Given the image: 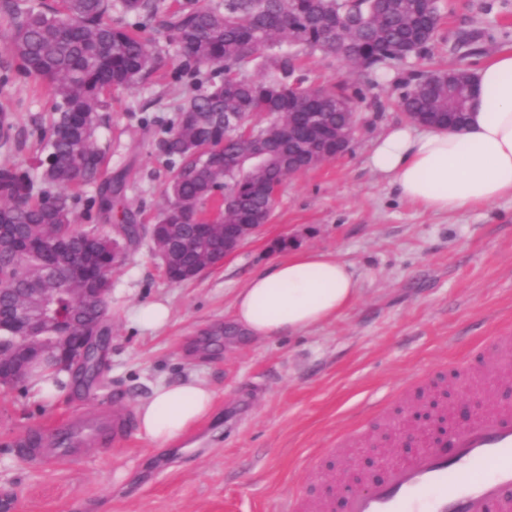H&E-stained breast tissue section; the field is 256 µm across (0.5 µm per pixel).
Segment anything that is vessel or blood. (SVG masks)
<instances>
[{"mask_svg": "<svg viewBox=\"0 0 512 512\" xmlns=\"http://www.w3.org/2000/svg\"><path fill=\"white\" fill-rule=\"evenodd\" d=\"M509 345L510 335L488 338L480 351L486 374L499 375L496 354ZM134 429L132 413L102 408L24 433L18 454L36 471L80 465L88 450H110ZM367 484L365 491L339 502L302 492L283 512H512V407H497L491 415L424 440L416 453L384 475L369 477Z\"/></svg>", "mask_w": 512, "mask_h": 512, "instance_id": "1", "label": "vessel or blood"}]
</instances>
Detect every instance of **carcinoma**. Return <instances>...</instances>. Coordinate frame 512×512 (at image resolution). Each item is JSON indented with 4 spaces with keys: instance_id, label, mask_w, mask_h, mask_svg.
Returning <instances> with one entry per match:
<instances>
[{
    "instance_id": "obj_1",
    "label": "carcinoma",
    "mask_w": 512,
    "mask_h": 512,
    "mask_svg": "<svg viewBox=\"0 0 512 512\" xmlns=\"http://www.w3.org/2000/svg\"><path fill=\"white\" fill-rule=\"evenodd\" d=\"M0 0L11 20L7 50L19 73L47 86L54 116L37 141L40 180L9 161L0 165V348H13L18 311H37L38 294L53 293L51 316H62L84 336L98 317L112 325V273L148 235L134 221L124 195L127 175L100 184L86 202L100 224L75 223L80 197L70 191L95 183L104 156L97 143L106 94L138 84L154 68L150 42L112 22V0ZM135 26L160 22L198 77L196 93L173 120L157 124V151L175 173L156 223L169 227L167 243L202 271L224 259V225L263 224L272 212L271 189L300 168L336 158V133L355 138L349 113L362 89L314 88L296 65L301 53L333 56L378 78L402 56L433 46L438 0H182L165 18L161 0H120ZM494 36L475 30L460 44L478 55ZM292 47L282 50V45ZM216 66L222 77L201 79ZM473 74L461 68L411 71L398 78V104L429 125H463ZM231 112L247 122L224 124ZM303 112L321 113L322 131L311 132ZM271 147L266 163L251 155ZM232 202L224 206V194ZM124 239L112 242V224ZM100 288L99 302L83 304L80 289Z\"/></svg>"
}]
</instances>
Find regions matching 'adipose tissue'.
Masks as SVG:
<instances>
[{
	"label": "adipose tissue",
	"mask_w": 512,
	"mask_h": 512,
	"mask_svg": "<svg viewBox=\"0 0 512 512\" xmlns=\"http://www.w3.org/2000/svg\"><path fill=\"white\" fill-rule=\"evenodd\" d=\"M469 119L459 131L401 124L375 144L371 168L423 210L452 214L512 197V51L474 73ZM347 262L321 251H297L255 274L233 299L235 323L249 336L301 334L338 318L359 296ZM214 395L188 379L158 386L138 408L145 438L175 441L211 417Z\"/></svg>",
	"instance_id": "adipose-tissue-1"
}]
</instances>
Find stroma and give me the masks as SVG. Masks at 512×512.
Here are the masks:
<instances>
[{
    "label": "stroma",
    "instance_id": "35a3bbf8",
    "mask_svg": "<svg viewBox=\"0 0 512 512\" xmlns=\"http://www.w3.org/2000/svg\"><path fill=\"white\" fill-rule=\"evenodd\" d=\"M440 24L416 70L454 64L474 69L512 39L466 54L457 40L472 30L512 31V0H439ZM156 69L112 93L98 144L109 174L127 171L125 196L135 221L154 223L172 167L153 148L145 117L173 118L195 78L178 72L174 44L151 32ZM314 87H362L353 152L288 178L268 223L220 266L180 284L169 282L149 242L112 276L111 351L99 381L38 398L30 388L0 394V512H280L308 482L351 489L348 458L371 451L373 438L395 448L418 397L396 398L471 358L481 339L512 324V199L455 214H434L402 199L368 164L375 140L406 122L391 79L366 76L336 58L307 55ZM11 113L16 145L0 160L37 173L36 130L52 103L45 87L20 74L0 47V111ZM298 250L325 251L351 264L356 303L307 333L256 340L236 332L232 302L255 273ZM165 303L169 322L138 324L136 308ZM192 376L214 394L215 412L186 436L158 447L141 434L85 464L30 470L18 437L56 419L97 408L137 411L163 381ZM346 441L322 472L313 462L338 436Z\"/></svg>",
    "mask_w": 512,
    "mask_h": 512
}]
</instances>
